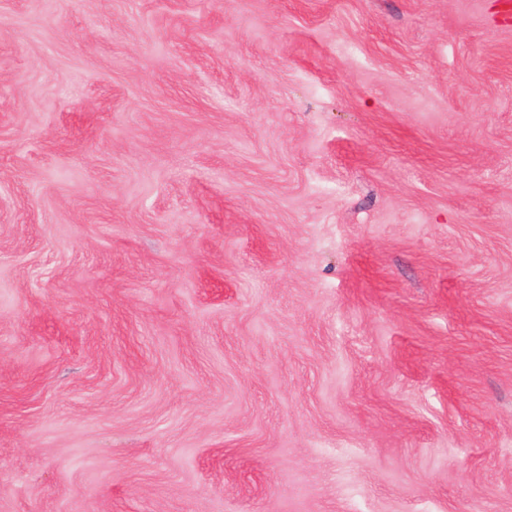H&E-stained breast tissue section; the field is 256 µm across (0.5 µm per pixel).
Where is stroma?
Returning <instances> with one entry per match:
<instances>
[{
	"label": "stroma",
	"instance_id": "1",
	"mask_svg": "<svg viewBox=\"0 0 512 512\" xmlns=\"http://www.w3.org/2000/svg\"><path fill=\"white\" fill-rule=\"evenodd\" d=\"M497 0H0V512H512Z\"/></svg>",
	"mask_w": 512,
	"mask_h": 512
}]
</instances>
